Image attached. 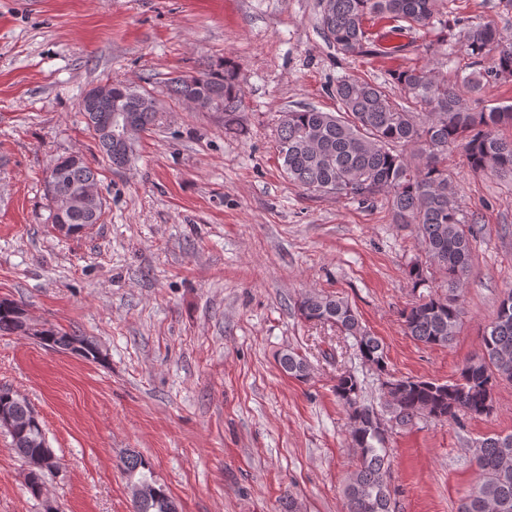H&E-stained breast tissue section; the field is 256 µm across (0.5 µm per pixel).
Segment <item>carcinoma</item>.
I'll return each mask as SVG.
<instances>
[{"label":"carcinoma","mask_w":512,"mask_h":512,"mask_svg":"<svg viewBox=\"0 0 512 512\" xmlns=\"http://www.w3.org/2000/svg\"><path fill=\"white\" fill-rule=\"evenodd\" d=\"M437 0H327L321 23L330 43L344 55L365 54V20L372 14L419 26L432 24ZM464 51L473 70L462 84H448L432 69H402L390 74L388 83L356 78L337 81L338 111L315 108L286 112L278 130L277 154L288 180L308 192L332 193L363 204L381 196L389 203L398 224H415L426 255L435 260L446 277L448 292L420 296L401 313L405 333L426 346L447 347L455 340L462 314L460 284L468 272L474 232L465 228L456 191L448 181V150L463 147L476 172L512 175V138L498 133L512 126V105L488 110L471 107L463 90L480 93L487 85L512 77V41L487 21L463 30ZM497 49L492 64L484 66L491 48ZM397 88L395 96L388 86ZM169 93L178 102L196 99L200 112H219L224 124L235 120L244 90L237 78L236 63L226 58L220 64L179 74L169 81ZM127 110L133 128L122 146L108 135L93 130L103 156L118 170L136 154L140 133L154 125L158 102L147 91L129 84L112 83L111 93L80 107L86 119L115 107ZM414 146L418 160L412 162L394 150ZM62 171L51 191L75 195L97 183V172L85 159L69 162L59 157L50 164ZM81 211L66 213V223L79 234L87 225L102 220ZM299 316L314 323L331 324L354 338L361 359L378 374H386V355L377 337L361 324L345 299L317 292L305 294L297 305ZM25 310L0 300V335H22ZM46 346L72 351L85 358L96 357L95 348L84 337L42 328ZM281 369L306 380L309 365L294 350L281 353ZM512 382V290L500 300L496 315L484 331L479 352L463 363L458 378L439 383L422 378L394 380L390 396L384 397L382 412L406 428L424 416L439 422H458L460 415L488 416L493 412V387ZM336 399L346 408L349 437L358 458L344 490L345 512H392L389 487V438L374 428L376 410L362 402V384L350 372L336 377ZM0 408L13 418L8 432L16 454L23 460L42 455L48 448L43 422L29 403L9 389H0ZM476 466L473 488L461 499L457 512H512V434L485 437L472 448ZM123 468L134 483L150 488L148 495L134 500V512H177L172 497L151 476L150 465L138 454L123 460ZM50 468L25 474L29 492L41 496Z\"/></svg>","instance_id":"carcinoma-1"}]
</instances>
